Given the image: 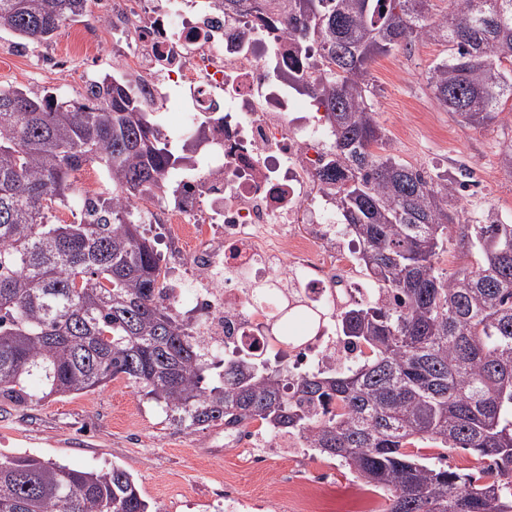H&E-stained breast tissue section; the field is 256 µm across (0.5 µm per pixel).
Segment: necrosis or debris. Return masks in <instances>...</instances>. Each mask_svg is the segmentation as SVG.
I'll return each mask as SVG.
<instances>
[{"instance_id":"1","label":"necrosis or debris","mask_w":512,"mask_h":512,"mask_svg":"<svg viewBox=\"0 0 512 512\" xmlns=\"http://www.w3.org/2000/svg\"><path fill=\"white\" fill-rule=\"evenodd\" d=\"M98 16L125 40L118 65L138 76L147 100L162 107L170 90L190 91L181 128L206 130L198 177L181 179L174 200L139 206L171 241L195 242L191 275L167 291L178 314L203 312L191 336L228 356L281 353L296 371L358 363L362 348L329 323L288 346L274 334L275 303L252 301L255 285L284 288L297 275L332 309L369 293L334 197L317 181L330 134L286 81L311 71L310 56L284 30L224 13L216 0H100Z\"/></svg>"}]
</instances>
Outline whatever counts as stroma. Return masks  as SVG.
Instances as JSON below:
<instances>
[{
	"label": "stroma",
	"mask_w": 512,
	"mask_h": 512,
	"mask_svg": "<svg viewBox=\"0 0 512 512\" xmlns=\"http://www.w3.org/2000/svg\"><path fill=\"white\" fill-rule=\"evenodd\" d=\"M92 31L93 49L74 45L76 32ZM14 38L0 33V88L18 87L30 95L56 89L83 93L82 71L96 77L120 75L112 35L87 16L62 27L47 42L13 51ZM70 54L69 81L39 59ZM444 46L416 42L411 51L378 57L370 67V97L388 137V153L425 170L455 171L479 167L489 178L485 191L465 192L463 205L472 217L487 209L512 216V179L499 163L504 134L512 120L487 130L461 127L442 109L427 84L426 73L447 57ZM223 427L186 433L170 426L164 414L125 378L91 393L51 397L36 403L0 400V457L30 454L72 467L98 470L114 465L130 472L143 498L165 512H219L225 495L242 498L245 512H297L299 502L286 492L300 487L309 473L329 471L332 481L316 498L318 512H386V497L361 486L338 462L312 456L305 448H279L265 473L253 472L245 451L229 445Z\"/></svg>",
	"instance_id": "stroma-1"
}]
</instances>
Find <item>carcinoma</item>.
Wrapping results in <instances>:
<instances>
[{"label":"carcinoma","instance_id":"carcinoma-1","mask_svg":"<svg viewBox=\"0 0 512 512\" xmlns=\"http://www.w3.org/2000/svg\"><path fill=\"white\" fill-rule=\"evenodd\" d=\"M291 28L321 68L291 79L333 133L318 173L336 190L359 261L393 304L372 298L334 314L367 350L357 365L294 374L246 352L208 355L171 307L133 203L164 193L175 156L150 121L138 82L106 75L86 95L33 98L0 89V397L31 403L93 392L122 376L180 431L257 422L338 461L387 512H512V222L465 217L463 171L431 174L383 153L370 66L415 41L448 46L427 81L461 125L503 124L512 99V0H218ZM88 0H0V32L47 40ZM97 166L111 190L85 196ZM66 207L79 219L54 224ZM452 250L457 269L439 256ZM294 282L279 319L310 326L330 311L302 303ZM35 379L39 391L26 383ZM429 442L472 452L458 473L420 453ZM0 512H165L119 466L83 470L32 456L0 458Z\"/></svg>","mask_w":512,"mask_h":512}]
</instances>
